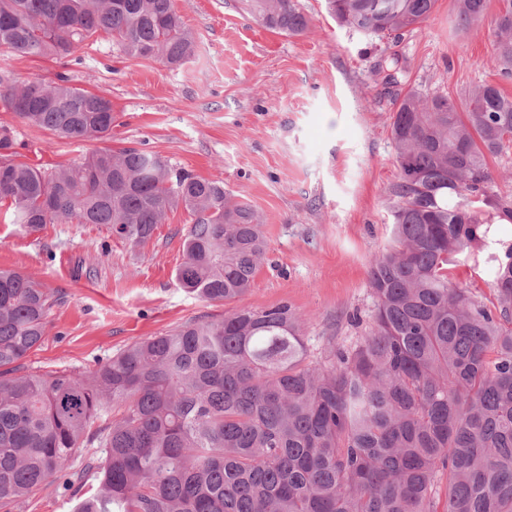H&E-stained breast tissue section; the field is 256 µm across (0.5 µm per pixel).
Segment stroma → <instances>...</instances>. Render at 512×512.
I'll use <instances>...</instances> for the list:
<instances>
[{"label": "stroma", "mask_w": 512, "mask_h": 512, "mask_svg": "<svg viewBox=\"0 0 512 512\" xmlns=\"http://www.w3.org/2000/svg\"><path fill=\"white\" fill-rule=\"evenodd\" d=\"M306 34L267 30L240 0H176L195 36L192 57L170 66L132 58L110 38L79 49L72 86L105 95L120 116L106 141L70 143L0 109L22 161L67 166L93 151L135 147L218 181L263 217L268 240L245 305L288 304L305 321L312 359L363 336L373 309L372 256L391 242L385 190L397 168L391 128L407 88L462 99L489 82L512 95L492 64L489 0L478 30L458 29L456 0H436L400 41L339 26L325 0H298ZM406 70L386 82L384 58ZM191 219L169 214L152 238L130 245L94 224H49L30 234L0 223V269L35 276L60 297L29 370L86 374L133 343L226 306L175 280ZM79 493L51 478L16 512H74Z\"/></svg>", "instance_id": "1"}]
</instances>
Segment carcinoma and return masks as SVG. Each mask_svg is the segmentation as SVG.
<instances>
[{
  "label": "carcinoma",
  "instance_id": "carcinoma-1",
  "mask_svg": "<svg viewBox=\"0 0 512 512\" xmlns=\"http://www.w3.org/2000/svg\"><path fill=\"white\" fill-rule=\"evenodd\" d=\"M436 0H326L342 25L400 38ZM493 19V61L512 77V0ZM479 28L487 0H457ZM265 28L311 27L297 0H242ZM112 38L131 57L181 65L194 53L174 0H0V50L65 68L84 44ZM396 81L405 61L381 64ZM0 107L59 140L112 137L107 97L52 80H1ZM397 177L387 188L391 244L368 272L365 336L310 360L288 305H242L137 342L87 375L28 371L57 298L0 269V509L48 478L95 474L75 512H512V243L490 252L493 300L455 282L457 256L512 224V194L487 162L512 148V97L495 84L463 106L409 88L395 101ZM0 126V207L29 233L95 224L140 245L183 209L178 284L208 302L242 300L268 241L261 215L224 184L152 152L103 149L65 169L15 161ZM105 449L75 471L82 450ZM446 480L444 494L439 483Z\"/></svg>",
  "mask_w": 512,
  "mask_h": 512
}]
</instances>
